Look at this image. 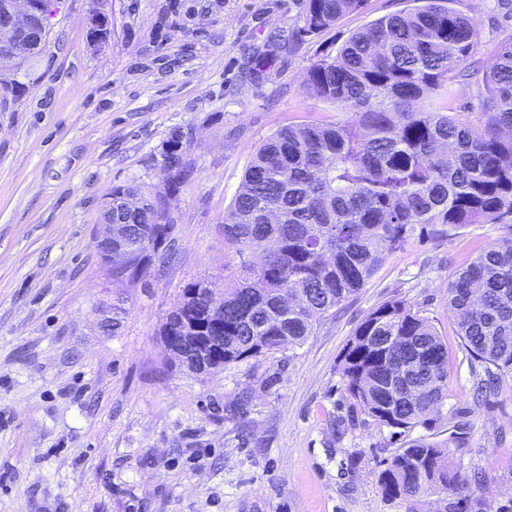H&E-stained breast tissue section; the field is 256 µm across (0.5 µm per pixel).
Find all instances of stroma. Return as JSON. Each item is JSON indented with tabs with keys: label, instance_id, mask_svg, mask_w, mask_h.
I'll return each instance as SVG.
<instances>
[{
	"label": "stroma",
	"instance_id": "stroma-1",
	"mask_svg": "<svg viewBox=\"0 0 512 512\" xmlns=\"http://www.w3.org/2000/svg\"><path fill=\"white\" fill-rule=\"evenodd\" d=\"M307 0H57L25 89L0 106V512H407L377 483L402 436L352 412L338 370L362 319L402 299L448 343V397L415 436L464 428L461 475L492 471L512 496V376L481 406L448 284L502 236L472 224L413 238L302 345L212 374L181 370L161 327L184 288L241 270L224 211L278 128L351 113L302 89L307 69L352 33L414 0H366L299 35ZM475 17L453 115L484 121L483 74L512 39V0H453ZM108 22L95 41L89 19ZM194 170L169 200L175 258L124 287L115 336L98 310L112 280L95 246L113 187H163L173 134Z\"/></svg>",
	"mask_w": 512,
	"mask_h": 512
}]
</instances>
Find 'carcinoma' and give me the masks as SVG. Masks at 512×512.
I'll use <instances>...</instances> for the list:
<instances>
[{
	"label": "carcinoma",
	"mask_w": 512,
	"mask_h": 512,
	"mask_svg": "<svg viewBox=\"0 0 512 512\" xmlns=\"http://www.w3.org/2000/svg\"><path fill=\"white\" fill-rule=\"evenodd\" d=\"M366 0H308L311 34ZM409 12L379 18L352 34L335 55L308 69L306 93L351 112V123L283 126L253 153L230 206L224 241L241 274L224 285V329L209 350L224 365L303 344L318 317L339 309L411 238L445 235L470 224H500L504 235L448 284V308L472 368L474 395L512 374V41L484 76L476 130L448 114V82L468 61L473 17L450 0H417ZM426 99L435 101L429 110ZM167 190L193 172L173 137L163 154ZM167 194L136 185L112 188V222L129 225V258L112 283L137 282L173 249ZM417 362L410 395L388 374ZM354 412L376 424L426 427L448 398V347L429 319L405 301L374 308L356 327L339 362ZM461 438L417 437L378 474L382 495L404 502L436 495L434 512H512L493 502L486 470L463 478L453 459Z\"/></svg>",
	"instance_id": "carcinoma-1"
}]
</instances>
